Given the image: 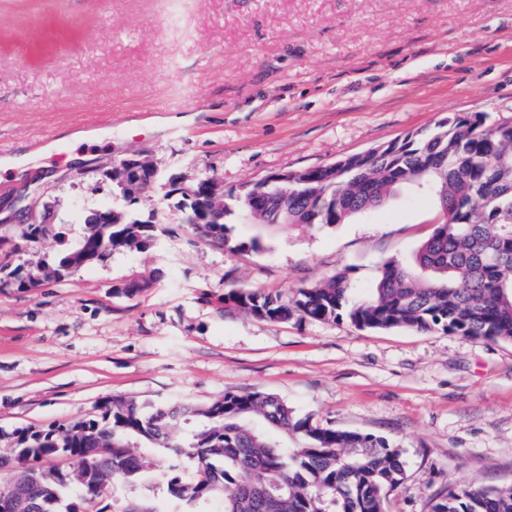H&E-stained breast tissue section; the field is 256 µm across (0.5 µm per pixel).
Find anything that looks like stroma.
<instances>
[{"mask_svg":"<svg viewBox=\"0 0 512 512\" xmlns=\"http://www.w3.org/2000/svg\"><path fill=\"white\" fill-rule=\"evenodd\" d=\"M173 41L167 0H0V147L31 153L0 169V225L49 209L61 236L21 246L11 266L52 262L82 236L84 210L112 202L113 163L147 155L162 177L215 175L225 191L333 163L461 113L512 122V0H187ZM190 85L173 103L169 88ZM67 153L55 161L44 137ZM178 194L138 209L167 215L148 249L18 289L0 283V454L19 427L99 416L112 396L210 404L278 396L314 425L384 437L406 479L390 512H430L448 487L512 486V343L440 330H360L349 321L269 322L225 313L229 284L286 292L346 269L359 288L410 261L434 201L402 193L333 225L250 224L259 249L211 245L179 225ZM157 273L126 296L118 286ZM102 502H169L165 452Z\"/></svg>","mask_w":512,"mask_h":512,"instance_id":"stroma-1","label":"stroma"}]
</instances>
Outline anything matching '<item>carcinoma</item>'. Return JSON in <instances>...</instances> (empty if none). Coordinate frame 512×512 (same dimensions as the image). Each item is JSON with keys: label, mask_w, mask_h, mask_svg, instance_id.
Returning a JSON list of instances; mask_svg holds the SVG:
<instances>
[{"label": "carcinoma", "mask_w": 512, "mask_h": 512, "mask_svg": "<svg viewBox=\"0 0 512 512\" xmlns=\"http://www.w3.org/2000/svg\"><path fill=\"white\" fill-rule=\"evenodd\" d=\"M190 214L207 206L196 184L175 189ZM401 192L434 198L442 214L411 261L386 262L373 288L359 296L348 272L291 293L236 287L224 292V311H244L271 322L294 317L335 321L359 329H441L473 340L512 342V126L486 124L482 113L454 114L428 130L408 133L378 149L374 169L358 156L336 169V184H316L288 194V207L270 196L255 203L224 197V217L242 212L253 224H338L383 207ZM118 224H96L57 254L48 267L8 270L19 288L87 266L114 251L143 249L158 225L132 206L113 203ZM211 241L234 250L256 242L236 241L226 224L205 225ZM12 447L26 448L37 479L29 496L35 512H75L82 498L101 502L116 479H134L149 463L130 452L140 440L167 451L172 501L197 512H388L390 496L405 481L402 453L386 439L358 431L319 427L297 418L280 398L233 393L208 405L189 402L139 404L114 396L97 418L47 428H17ZM58 448L85 462L96 456L86 484L57 469L37 466ZM431 512H512V487L460 485L438 496Z\"/></svg>", "instance_id": "cac0c4a2"}]
</instances>
